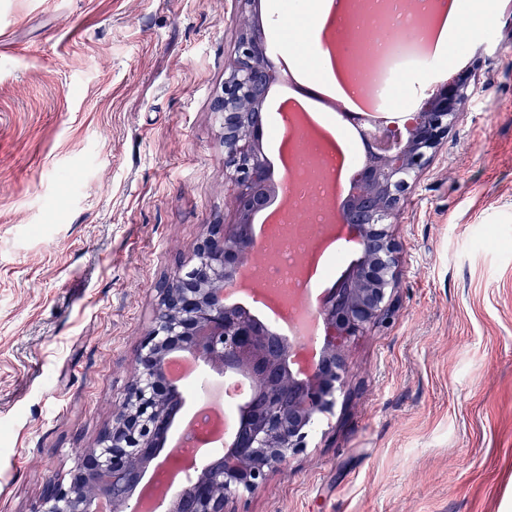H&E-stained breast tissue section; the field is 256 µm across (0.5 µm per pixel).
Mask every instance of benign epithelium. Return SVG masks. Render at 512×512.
<instances>
[{"instance_id": "benign-epithelium-1", "label": "benign epithelium", "mask_w": 512, "mask_h": 512, "mask_svg": "<svg viewBox=\"0 0 512 512\" xmlns=\"http://www.w3.org/2000/svg\"><path fill=\"white\" fill-rule=\"evenodd\" d=\"M258 0H238V42L224 70L222 113L224 175L231 184L227 218L209 226L197 242L193 264L162 289L151 327L142 336L133 379L112 424L93 448H82L68 477L51 476L40 512H94L92 504L111 482L136 483L150 462L147 452L162 441L178 394L165 364L181 352L217 367L251 369L262 399L223 463L204 469L185 499L166 512H236L269 474L307 448L315 418L333 412L348 373L349 343L387 318L399 284L402 244L392 222L430 165L460 111L475 93L472 73L438 85L401 135L387 139L383 152L368 155L349 194L348 207L367 198L374 207L365 224L349 225L360 256L323 302L321 353L306 378L290 371L291 344L270 337L246 311L224 299L239 268L256 254L252 217L270 203L273 182L261 151L263 104L278 78L265 53L256 18Z\"/></svg>"}]
</instances>
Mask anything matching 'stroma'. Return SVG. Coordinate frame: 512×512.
I'll return each mask as SVG.
<instances>
[{
	"label": "stroma",
	"mask_w": 512,
	"mask_h": 512,
	"mask_svg": "<svg viewBox=\"0 0 512 512\" xmlns=\"http://www.w3.org/2000/svg\"><path fill=\"white\" fill-rule=\"evenodd\" d=\"M393 230L396 309L239 512H512V0ZM236 0H0V512L93 447L161 283L224 221Z\"/></svg>",
	"instance_id": "stroma-1"
}]
</instances>
